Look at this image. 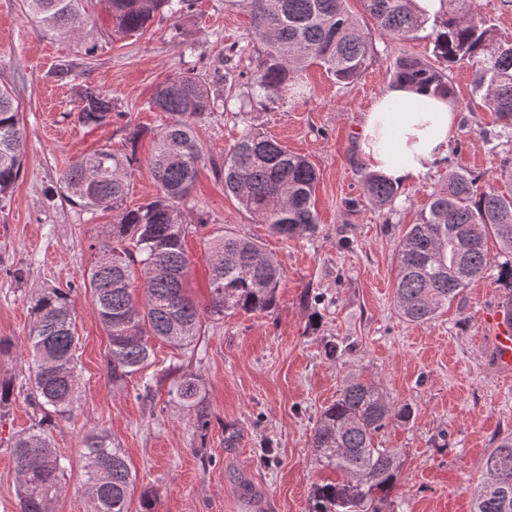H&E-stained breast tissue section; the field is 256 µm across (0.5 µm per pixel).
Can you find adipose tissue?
<instances>
[{"mask_svg": "<svg viewBox=\"0 0 512 512\" xmlns=\"http://www.w3.org/2000/svg\"><path fill=\"white\" fill-rule=\"evenodd\" d=\"M457 132L453 100L397 86L365 112L357 146L371 170L409 185L447 157Z\"/></svg>", "mask_w": 512, "mask_h": 512, "instance_id": "1", "label": "adipose tissue"}]
</instances>
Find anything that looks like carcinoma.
<instances>
[{"instance_id":"1","label":"carcinoma","mask_w":512,"mask_h":512,"mask_svg":"<svg viewBox=\"0 0 512 512\" xmlns=\"http://www.w3.org/2000/svg\"><path fill=\"white\" fill-rule=\"evenodd\" d=\"M26 17L37 29L61 38H85V0H23ZM365 12L393 42L416 39L433 22V55L438 64L404 53L396 59L393 82H405L435 95L455 97L449 71L474 69L473 89L512 130V41L472 6V0H444L447 10L429 18L414 0H362ZM346 0H224V7L247 12L259 46L249 71L232 60L245 48L224 47L227 68L209 77L180 74L160 85L150 107L174 116L156 133L147 160L157 195L136 208L126 206L132 190L135 152L100 150L63 173L67 199L87 211L112 210V241L101 247L88 282L94 311L106 329L112 380L151 364L155 337L189 347L201 336L200 311L188 290L191 261L183 248L188 225L181 205L204 161L193 119L207 112L245 113L256 104L296 95L309 65L323 67L338 84H349L366 68L372 45L347 12ZM112 34L128 35L149 26L159 15L181 18L194 0H107ZM78 119L100 125L112 118V99L96 86L78 87ZM24 132L15 98L0 87V200L19 178L24 161ZM316 172L309 160L284 148L264 131L247 125L224 153V192L245 212L281 237L314 234L318 217L312 201ZM368 196L380 207L392 205L399 185L379 173L364 175ZM497 238L512 256V193L478 185L468 173H448L421 215L402 235L396 253L394 299L409 322L426 323L491 266L487 237ZM210 266V313L268 312L274 308L282 268L263 244L251 237L221 234L207 242ZM497 281L508 286L502 303L512 319V262L500 266ZM142 289V295L136 290ZM29 352L33 370L27 400L42 419L12 436L19 512H52L62 488L67 458L53 448L47 424L71 415L80 398L74 309L70 293L45 288L31 301ZM169 395L180 405H199L200 386L193 375L172 381ZM14 382L0 379V417L9 412ZM413 417L409 404L395 405L372 381L349 379L324 409L312 438L314 454L339 479L311 486L312 512H379L376 503L397 486L401 461L390 448H377L375 436L387 425ZM84 484L90 512H131L134 476L121 449L102 433L86 437ZM471 512H512V433L487 456L475 488Z\"/></svg>"}]
</instances>
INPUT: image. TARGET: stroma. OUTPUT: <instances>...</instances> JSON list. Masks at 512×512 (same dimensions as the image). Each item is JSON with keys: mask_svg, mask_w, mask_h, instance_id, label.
Here are the masks:
<instances>
[{"mask_svg": "<svg viewBox=\"0 0 512 512\" xmlns=\"http://www.w3.org/2000/svg\"><path fill=\"white\" fill-rule=\"evenodd\" d=\"M353 18L372 42L366 70L342 86L324 68L303 76L306 93L254 107L250 118L289 151L305 155L318 181L314 235L282 238L269 233L224 192V152L244 123L231 112L197 119L194 135L205 156L184 203L192 261L190 286L203 312L202 334L187 349L157 342L153 363L113 381L109 338L85 283L96 246L112 222L108 211H85L58 194L60 177L80 157L108 147L127 150L140 130L128 207L156 196L145 160L153 135L171 115L149 108L155 88L188 69L220 66L224 46L256 43L250 18L228 11L224 0H195L190 16L157 17L143 31L115 36L104 0L87 7L93 55L83 44L36 31L22 0H0V85L12 89L25 134L24 165L0 207V338L11 344L0 356V376L24 384L30 375V301L44 288L70 290L76 313L81 399L70 418L53 419L49 434L71 468L53 512H87L83 486L84 439L106 432L136 474L131 510L149 499L152 512H311L313 483L336 479L312 450L314 426L351 377L379 384L389 400L413 408L409 422L382 430L379 447L402 461L400 482L379 512H471V492L489 452L512 433V374L492 360L487 317L505 291L497 264L470 283L435 319L405 320L394 303L396 244L418 223L449 171H466L494 183L512 165V133L471 100L472 70L460 64L450 77L458 104V133L447 158L419 182L401 186L393 205L367 196L368 169L357 150L363 115L388 88L395 57L403 51L432 59L428 31L397 43L385 37L348 0ZM194 44V55L181 43ZM75 66L77 80L112 96L111 121L87 127L78 119L72 85L57 81L55 67ZM54 200H47L48 191ZM220 231L258 238L280 263L283 277L275 307L262 313L208 314L207 241ZM23 279H15V270ZM336 358H328L330 345ZM196 376L202 399L188 409L171 402L173 378ZM152 381L151 400L140 397ZM41 417L17 394L0 419V512H17L16 474L6 438Z\"/></svg>", "mask_w": 512, "mask_h": 512, "instance_id": "obj_1", "label": "stroma"}]
</instances>
